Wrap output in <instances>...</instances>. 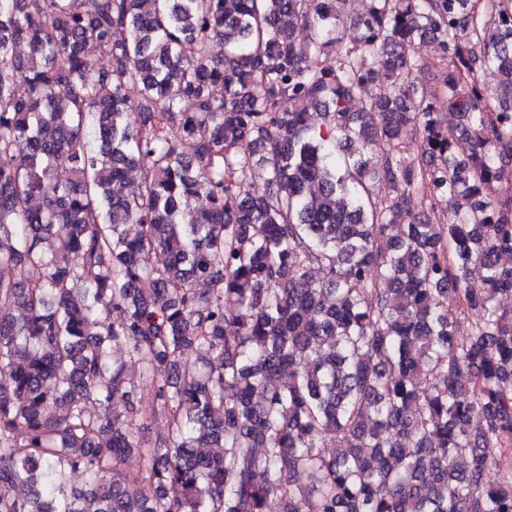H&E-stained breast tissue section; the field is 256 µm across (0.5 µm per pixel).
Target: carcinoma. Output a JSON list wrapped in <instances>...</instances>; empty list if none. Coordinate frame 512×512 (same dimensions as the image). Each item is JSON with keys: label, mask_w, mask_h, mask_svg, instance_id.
Masks as SVG:
<instances>
[{"label": "carcinoma", "mask_w": 512, "mask_h": 512, "mask_svg": "<svg viewBox=\"0 0 512 512\" xmlns=\"http://www.w3.org/2000/svg\"><path fill=\"white\" fill-rule=\"evenodd\" d=\"M347 2L0 0V512H512V6L363 0L349 46ZM136 411L140 419L148 426L151 435L166 431L168 423L165 416L154 411L153 403L150 400L140 401Z\"/></svg>", "instance_id": "carcinoma-1"}]
</instances>
